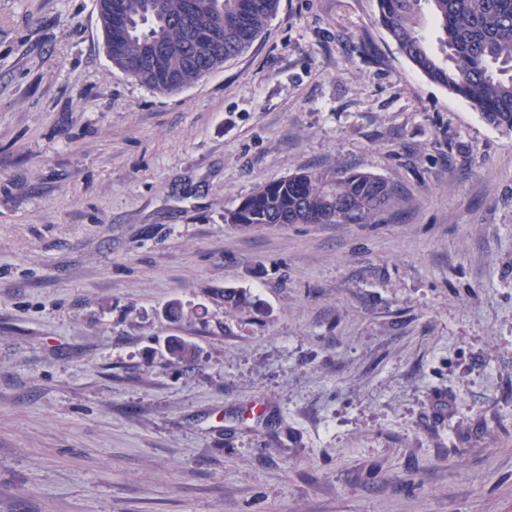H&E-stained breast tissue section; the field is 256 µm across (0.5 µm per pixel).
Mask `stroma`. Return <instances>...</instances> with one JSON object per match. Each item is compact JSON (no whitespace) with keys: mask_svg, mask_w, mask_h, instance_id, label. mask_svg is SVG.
Wrapping results in <instances>:
<instances>
[{"mask_svg":"<svg viewBox=\"0 0 512 512\" xmlns=\"http://www.w3.org/2000/svg\"><path fill=\"white\" fill-rule=\"evenodd\" d=\"M377 16L278 0L162 94L96 0H0V512H512V132ZM340 168L394 205L224 221Z\"/></svg>","mask_w":512,"mask_h":512,"instance_id":"obj_1","label":"stroma"}]
</instances>
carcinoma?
I'll return each mask as SVG.
<instances>
[{"mask_svg":"<svg viewBox=\"0 0 512 512\" xmlns=\"http://www.w3.org/2000/svg\"><path fill=\"white\" fill-rule=\"evenodd\" d=\"M278 0H112V64L160 93L186 88L241 54L266 28ZM438 32L419 29V0H378L377 23L429 80L467 101L490 125L512 132V0H427ZM365 171L296 172L224 213L240 228L270 224H365L393 200ZM169 364L197 356L168 344Z\"/></svg>","mask_w":512,"mask_h":512,"instance_id":"cac0c4a2","label":"carcinoma"}]
</instances>
